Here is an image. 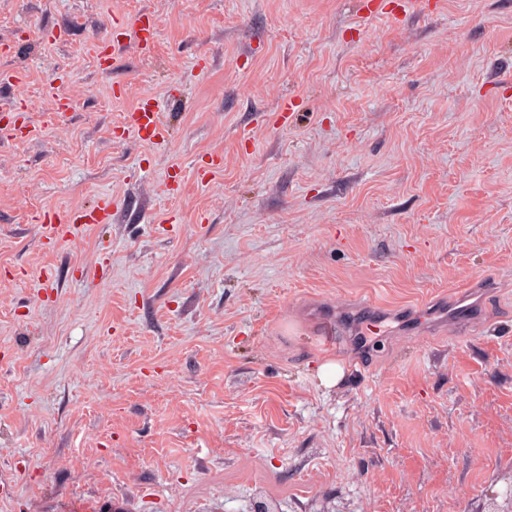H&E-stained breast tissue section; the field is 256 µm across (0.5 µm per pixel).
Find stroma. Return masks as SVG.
I'll return each mask as SVG.
<instances>
[{
    "label": "stroma",
    "instance_id": "1",
    "mask_svg": "<svg viewBox=\"0 0 512 512\" xmlns=\"http://www.w3.org/2000/svg\"><path fill=\"white\" fill-rule=\"evenodd\" d=\"M363 2L0 0V107L32 129L0 136V512L506 508L512 0ZM144 12L151 51L101 71L108 20ZM145 92L159 145L124 133ZM103 194L110 223L42 246L44 209ZM472 282L470 335L317 334Z\"/></svg>",
    "mask_w": 512,
    "mask_h": 512
}]
</instances>
